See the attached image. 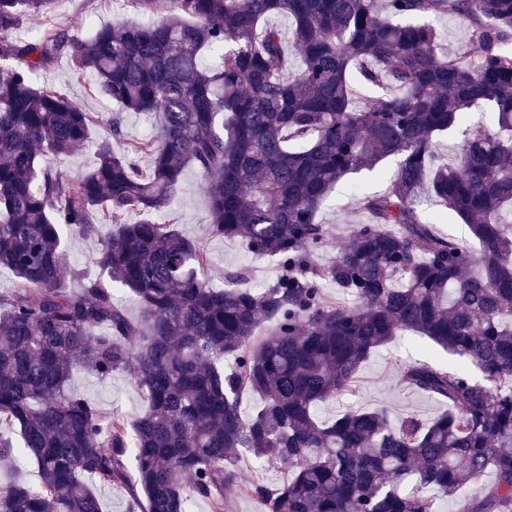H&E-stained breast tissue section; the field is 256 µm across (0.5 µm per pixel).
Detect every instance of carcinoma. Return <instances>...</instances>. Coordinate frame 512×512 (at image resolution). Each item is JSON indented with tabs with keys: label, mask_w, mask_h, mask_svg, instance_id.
Segmentation results:
<instances>
[{
	"label": "carcinoma",
	"mask_w": 512,
	"mask_h": 512,
	"mask_svg": "<svg viewBox=\"0 0 512 512\" xmlns=\"http://www.w3.org/2000/svg\"><path fill=\"white\" fill-rule=\"evenodd\" d=\"M54 2L0 0V267L14 274L0 294V425L19 429L39 474L0 490V512H103L99 487L125 492L130 512H190L195 499L224 512L245 453L289 469L248 488L265 512H435L431 491L459 497L458 512H512V0H130L156 20L86 38L52 22ZM445 14L465 22L462 53L410 22ZM25 15L47 22L18 38ZM64 53L121 110L155 114L157 135L119 152L102 141L77 176L39 168V154L89 139V115L35 82ZM485 105L489 124L474 120ZM458 129L456 166L434 165L433 137ZM392 156L387 190L361 200L368 222L319 264L328 194ZM187 167L204 178L211 233L275 260L273 285L243 287L241 268L214 287L206 252L163 221ZM450 212L477 251L437 230ZM67 232L103 238L108 281L62 287ZM405 332L481 377L415 361L403 383L446 412L320 420ZM76 368L131 373L148 410L102 414L70 391ZM246 390L261 397L247 417Z\"/></svg>",
	"instance_id": "1"
}]
</instances>
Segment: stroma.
Masks as SVG:
<instances>
[{
	"instance_id": "35a3bbf8",
	"label": "stroma",
	"mask_w": 512,
	"mask_h": 512,
	"mask_svg": "<svg viewBox=\"0 0 512 512\" xmlns=\"http://www.w3.org/2000/svg\"><path fill=\"white\" fill-rule=\"evenodd\" d=\"M138 11L127 0H55L52 11L54 22L71 35L84 37L92 29L104 24L137 17ZM40 85H51L71 98L92 120V141L71 155L57 158L46 154L39 156L41 166L62 167L78 174L90 166L94 159L95 141L110 137L108 126L116 107L100 94L94 93L93 80L78 75L67 55H60L36 76ZM398 160L389 157L381 161L376 171H363L350 175L329 195L318 218L324 224L330 245L320 255L321 262L332 261L339 249L350 239L356 228L365 221L359 205L361 194L384 192V173L393 171ZM202 177L193 168L186 169L175 196L167 209L165 220L187 238L201 245L208 254L207 276L215 286H223L227 272L245 267L249 270L248 287L262 289L271 284L279 274L276 262L257 258L248 253L241 240L213 236L210 216L201 196ZM101 243L92 242L73 234L67 239L69 264L73 270L64 282L66 288L76 291L88 281L102 278L99 264ZM429 361L452 366L456 357L449 355L430 340L406 334L394 342L378 348L363 364L359 377L345 394L324 405L322 418L330 420L351 408H383L392 419L414 414L430 420L445 411L444 403L406 387L401 381V369L407 362ZM70 388L93 400L101 411L134 418L148 409L147 401L134 384L131 375H115L102 380L84 370H74ZM288 478V469L277 459L271 458L262 466H255L251 456H242L238 463V487L229 494L224 512H263L261 503L248 489L262 483L268 486L281 484Z\"/></svg>"
}]
</instances>
